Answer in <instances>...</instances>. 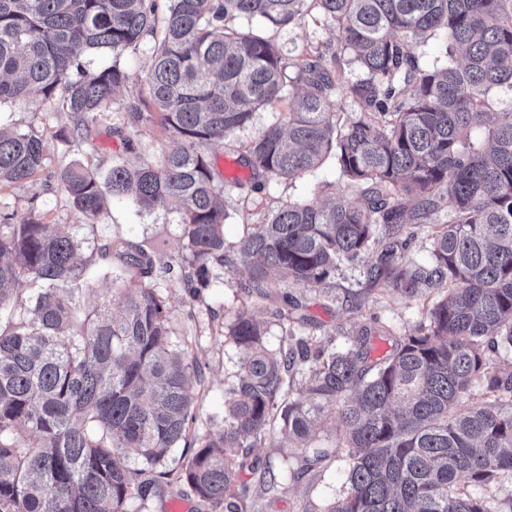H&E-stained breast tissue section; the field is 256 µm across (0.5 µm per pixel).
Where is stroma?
<instances>
[{"mask_svg": "<svg viewBox=\"0 0 512 512\" xmlns=\"http://www.w3.org/2000/svg\"><path fill=\"white\" fill-rule=\"evenodd\" d=\"M285 57L293 58L302 51L316 50L331 57L337 47V32L325 25L318 13H310L299 25L269 32ZM153 38H144L137 46L127 49L120 58L128 81L116 93L111 112L126 111L136 102L148 118L140 122L127 138L100 135L96 148L81 151L67 148L56 141V133L70 126L71 117L59 103L39 99L21 100L0 106V122L13 124L25 130L42 134L50 142L44 169L28 182L0 189V211L10 214L13 222H20L33 214L57 224L73 225L82 242L83 254L115 237H124L136 243H159L156 259L173 261L183 251V241L177 210L142 211L126 200L110 201L94 224H86L82 214L69 201L60 186V172L78 161L91 168L106 169L115 157L128 160L140 157L160 158L172 149L168 139L155 120L150 119L153 105L147 104L146 74L153 57ZM347 182L333 162L293 180L268 178L261 191L226 188L224 209L228 215L224 223V242L227 250L236 249L252 225L260 223L265 215L291 202L319 204L325 195L346 189ZM248 279V271L241 264L225 266L221 276L195 299L189 298L177 284L168 285L163 294L172 308L171 325L177 338L191 341L203 374V383L197 397L192 433L204 436L219 430L224 418V404L228 389L234 380L240 351L228 334L227 326L235 313L249 309L264 320L269 329V341L278 344L281 330L274 316L273 304L257 295L244 294L241 285ZM329 292L295 287L294 298L307 307L310 318L304 332L320 338L332 335L336 344H353L361 329L379 326L395 334L414 332L424 322L427 301L420 296H408L389 289L368 288L361 262L355 261L337 270L329 278ZM338 424L334 418L322 421L313 439L295 445L283 444L269 438L251 448L250 455L279 465L288 460L292 467H300L303 457L316 449L330 450V457L302 476L282 478L276 492L261 493L255 475L241 471L239 480L249 490L254 512H324L325 508L341 498L345 492L347 460L336 455L339 439Z\"/></svg>", "mask_w": 512, "mask_h": 512, "instance_id": "1", "label": "stroma"}]
</instances>
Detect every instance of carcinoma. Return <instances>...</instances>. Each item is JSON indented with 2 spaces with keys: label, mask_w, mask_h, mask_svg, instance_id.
I'll use <instances>...</instances> for the list:
<instances>
[{
  "label": "carcinoma",
  "mask_w": 512,
  "mask_h": 512,
  "mask_svg": "<svg viewBox=\"0 0 512 512\" xmlns=\"http://www.w3.org/2000/svg\"><path fill=\"white\" fill-rule=\"evenodd\" d=\"M313 10L336 28L339 53L285 59L265 28ZM147 35L156 122L178 146L104 175L74 163L60 181L90 223L111 197L146 211L177 205L185 253L157 265L153 246L113 238L83 257L70 224H0V512H131L170 484L212 512H252L239 471L267 493L277 474L246 462V449L267 434L306 439L329 414L334 453L350 462L347 493L326 512H512L511 498L493 508L486 496L512 472V371L490 363L512 351V109L496 111L499 92L512 91V0H167L160 16L156 0H0V104L59 100L72 123L57 138L92 150L127 81L119 57ZM428 37L446 65H420ZM94 54L112 62L96 67ZM353 65L362 77L346 89L358 115L342 123L336 85ZM294 83L304 88L281 118L242 146L250 190L330 158L359 201L342 191L320 206L289 203L230 254L226 183L208 150ZM124 116L107 132L144 113L133 103ZM48 149L36 132L0 124V187L34 177ZM409 224L432 225L425 264L403 259ZM357 259L371 288L434 296L427 323L386 333L390 352L375 363L370 330L333 348L302 335L298 300L268 292L319 287ZM238 261L244 291L274 299L286 344L270 346L267 327L238 311L228 335L244 358L224 425L191 438L200 364L173 339L160 285L178 280L195 299ZM93 267L112 292L90 307L81 292ZM476 384L490 401L470 402ZM179 447L187 460L167 468Z\"/></svg>",
  "instance_id": "carcinoma-1"
}]
</instances>
